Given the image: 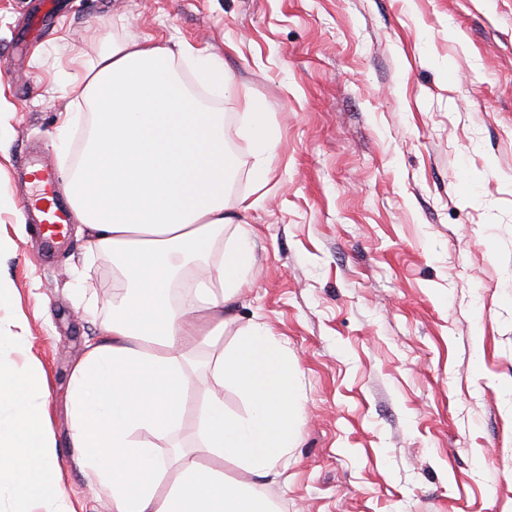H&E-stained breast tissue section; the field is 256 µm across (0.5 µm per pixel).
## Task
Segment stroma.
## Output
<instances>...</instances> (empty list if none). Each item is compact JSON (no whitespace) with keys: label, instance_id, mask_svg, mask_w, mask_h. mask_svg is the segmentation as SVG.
I'll return each instance as SVG.
<instances>
[{"label":"stroma","instance_id":"1","mask_svg":"<svg viewBox=\"0 0 512 512\" xmlns=\"http://www.w3.org/2000/svg\"><path fill=\"white\" fill-rule=\"evenodd\" d=\"M172 34L223 57L228 130L256 100L277 132L259 188L236 140L229 194L257 247L224 343L259 322L299 365L302 441L263 494L279 512H512V0H0L17 244L0 271L74 512L110 498L78 466L66 397L119 282L80 224L36 238L21 173L56 155L69 56Z\"/></svg>","mask_w":512,"mask_h":512}]
</instances>
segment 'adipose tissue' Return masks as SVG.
<instances>
[{
  "instance_id": "obj_1",
  "label": "adipose tissue",
  "mask_w": 512,
  "mask_h": 512,
  "mask_svg": "<svg viewBox=\"0 0 512 512\" xmlns=\"http://www.w3.org/2000/svg\"><path fill=\"white\" fill-rule=\"evenodd\" d=\"M69 65L75 100L61 114L59 153L69 155L77 126L85 137L64 191L90 251L111 256L124 288L71 371L77 462L109 489V512H274L260 487L280 476L301 436L297 370L265 326L238 330L234 348L212 357L196 447L172 458L158 446L182 428L192 356L236 321L255 261L251 225L228 213L224 115L178 76L188 66L225 99L224 61L173 37H126ZM237 133L263 184L277 137L261 104L247 102ZM26 344L24 332L0 324V512H72L43 419V373ZM228 388L244 412L227 410ZM202 453L220 467L201 464Z\"/></svg>"
}]
</instances>
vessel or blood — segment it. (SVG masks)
Returning <instances> with one entry per match:
<instances>
[{
	"instance_id": "obj_1",
	"label": "vessel or blood",
	"mask_w": 512,
	"mask_h": 512,
	"mask_svg": "<svg viewBox=\"0 0 512 512\" xmlns=\"http://www.w3.org/2000/svg\"><path fill=\"white\" fill-rule=\"evenodd\" d=\"M32 194L26 197V204L40 207L42 217L38 221L39 232L45 244H53L62 237L69 222L68 214L57 208L53 195L60 180V171L47 158H39L32 165Z\"/></svg>"
}]
</instances>
